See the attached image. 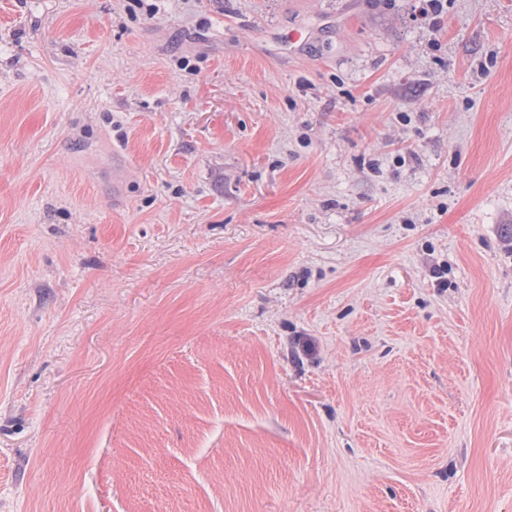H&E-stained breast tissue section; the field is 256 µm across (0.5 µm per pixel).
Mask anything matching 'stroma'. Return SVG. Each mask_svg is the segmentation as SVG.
Listing matches in <instances>:
<instances>
[{
  "instance_id": "1",
  "label": "stroma",
  "mask_w": 512,
  "mask_h": 512,
  "mask_svg": "<svg viewBox=\"0 0 512 512\" xmlns=\"http://www.w3.org/2000/svg\"><path fill=\"white\" fill-rule=\"evenodd\" d=\"M153 2L0 0V512H512V0Z\"/></svg>"
}]
</instances>
